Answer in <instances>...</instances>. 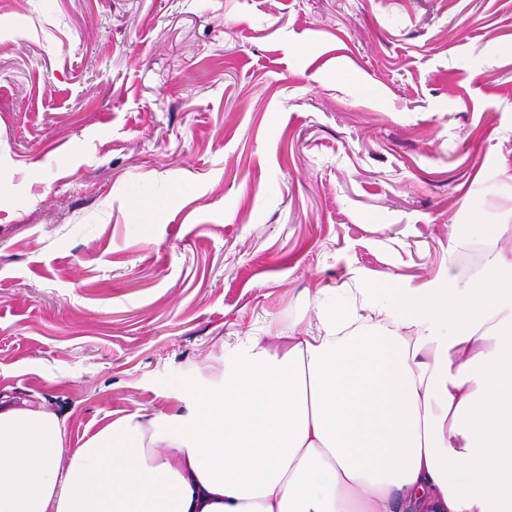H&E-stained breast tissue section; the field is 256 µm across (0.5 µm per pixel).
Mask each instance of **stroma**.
Returning <instances> with one entry per match:
<instances>
[{"mask_svg": "<svg viewBox=\"0 0 512 512\" xmlns=\"http://www.w3.org/2000/svg\"><path fill=\"white\" fill-rule=\"evenodd\" d=\"M499 224L512 0H0V395L69 447Z\"/></svg>", "mask_w": 512, "mask_h": 512, "instance_id": "1", "label": "stroma"}]
</instances>
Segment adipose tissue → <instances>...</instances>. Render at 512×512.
Listing matches in <instances>:
<instances>
[{
    "label": "adipose tissue",
    "mask_w": 512,
    "mask_h": 512,
    "mask_svg": "<svg viewBox=\"0 0 512 512\" xmlns=\"http://www.w3.org/2000/svg\"><path fill=\"white\" fill-rule=\"evenodd\" d=\"M349 294L340 314L319 289L284 353L253 339L214 388L74 449L64 418L0 396V512H512V258Z\"/></svg>",
    "instance_id": "1"
}]
</instances>
